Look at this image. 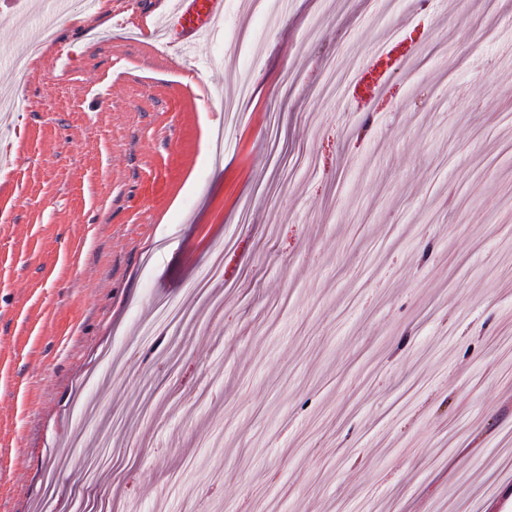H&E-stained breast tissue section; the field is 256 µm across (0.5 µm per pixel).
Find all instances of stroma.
<instances>
[{
	"mask_svg": "<svg viewBox=\"0 0 512 512\" xmlns=\"http://www.w3.org/2000/svg\"><path fill=\"white\" fill-rule=\"evenodd\" d=\"M165 8L0 0V512H512V0ZM224 18V0H177L166 19L165 33L171 43L196 44L211 34Z\"/></svg>",
	"mask_w": 512,
	"mask_h": 512,
	"instance_id": "1",
	"label": "stroma"
}]
</instances>
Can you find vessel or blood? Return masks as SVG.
<instances>
[{
  "label": "vessel or blood",
  "instance_id": "1",
  "mask_svg": "<svg viewBox=\"0 0 512 512\" xmlns=\"http://www.w3.org/2000/svg\"><path fill=\"white\" fill-rule=\"evenodd\" d=\"M224 16V0H176L166 19L165 33L171 42L198 43L211 34Z\"/></svg>",
  "mask_w": 512,
  "mask_h": 512
}]
</instances>
